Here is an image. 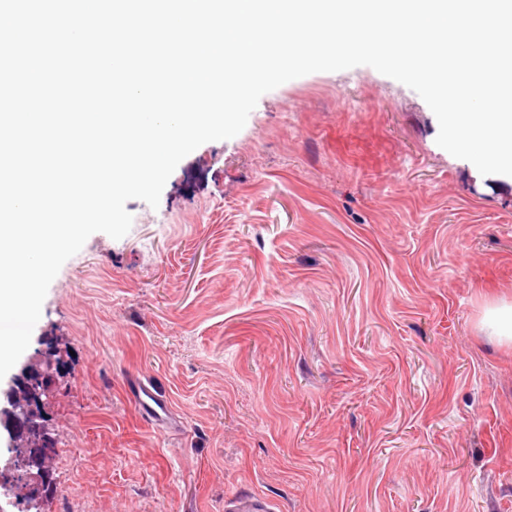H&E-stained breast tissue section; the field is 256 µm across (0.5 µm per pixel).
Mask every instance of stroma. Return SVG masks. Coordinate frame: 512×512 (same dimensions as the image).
I'll return each instance as SVG.
<instances>
[{
    "label": "stroma",
    "instance_id": "obj_1",
    "mask_svg": "<svg viewBox=\"0 0 512 512\" xmlns=\"http://www.w3.org/2000/svg\"><path fill=\"white\" fill-rule=\"evenodd\" d=\"M438 130L372 67L312 73L92 234L21 356L66 354L49 512H512V345L482 323L512 303V182ZM225 512H273V505L264 497L252 493H237L224 500Z\"/></svg>",
    "mask_w": 512,
    "mask_h": 512
}]
</instances>
